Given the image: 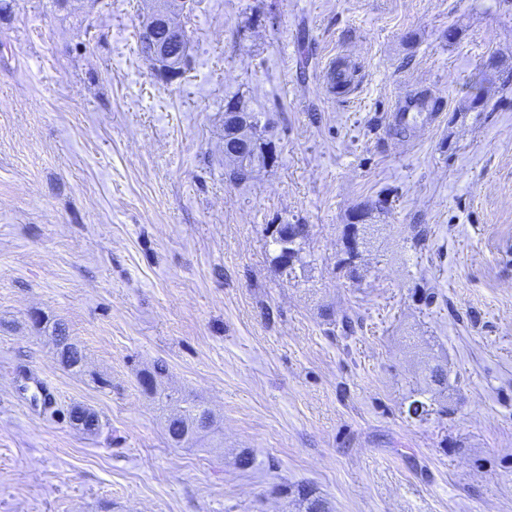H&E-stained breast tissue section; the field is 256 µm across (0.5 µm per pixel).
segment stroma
Returning <instances> with one entry per match:
<instances>
[{"label":"stroma","mask_w":512,"mask_h":512,"mask_svg":"<svg viewBox=\"0 0 512 512\" xmlns=\"http://www.w3.org/2000/svg\"><path fill=\"white\" fill-rule=\"evenodd\" d=\"M141 21L140 0L0 18V512H299L280 484L330 512H512V0H193L170 85ZM416 88L444 108L396 134ZM234 95L277 154L242 185ZM271 224L308 227L292 275ZM157 361L221 448L170 445L137 378ZM427 97L426 94H420L419 91L404 92L398 95L395 101L394 112L390 115V123L395 125H406L411 129L420 127H430L437 120L436 112L440 111L443 101L436 98L431 105V111L435 112H418V106L422 104V98ZM60 336H62V339H67L69 342L65 345L66 350L64 349L61 353V359L59 360L60 364L66 369L81 372L85 362L83 350L77 344L71 342L64 325L57 322L54 323V326L52 327L51 336L55 346Z\"/></svg>","instance_id":"stroma-1"}]
</instances>
